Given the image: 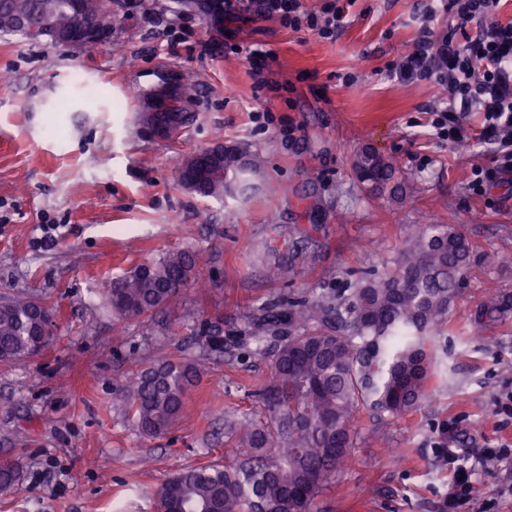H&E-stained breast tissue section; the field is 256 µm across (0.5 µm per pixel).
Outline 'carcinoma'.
<instances>
[{
	"label": "carcinoma",
	"mask_w": 512,
	"mask_h": 512,
	"mask_svg": "<svg viewBox=\"0 0 512 512\" xmlns=\"http://www.w3.org/2000/svg\"><path fill=\"white\" fill-rule=\"evenodd\" d=\"M50 28L35 38L57 45L52 31L73 24L68 0H0V31L24 38L23 19ZM357 179L378 187L394 180L393 161L365 147L354 156ZM258 161L228 146L224 158L196 153L179 179L202 196L247 197ZM409 257L395 268L372 270L346 287L320 289L287 308L259 306L241 318V331L264 355V343L288 326L276 349L271 384L261 390L270 421L240 424L224 416L234 459L224 465L184 469L157 489L159 512H311L355 444L352 415L360 405L400 417L428 397L434 335L448 320L470 268V241L453 228L408 240ZM196 256L168 252L133 267L104 286L113 313L137 318L164 309L196 280ZM45 308L26 298L0 302V362L34 355ZM199 377L192 361H162L138 378L130 412L148 437L166 434L181 417L188 389ZM18 465L0 467V490L14 488Z\"/></svg>",
	"instance_id": "obj_1"
}]
</instances>
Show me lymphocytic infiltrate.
I'll list each match as a JSON object with an SVG mask.
<instances>
[{"mask_svg": "<svg viewBox=\"0 0 512 512\" xmlns=\"http://www.w3.org/2000/svg\"><path fill=\"white\" fill-rule=\"evenodd\" d=\"M500 0H434L421 15L417 38L386 75L397 80H429L446 95L432 107L430 126L438 140L453 145L489 146L493 164L471 171L469 187L478 195L512 173V21L497 16ZM227 15L250 21L273 18L292 33L310 32L335 39L352 21L338 0H323L320 11L305 0H224ZM480 113L479 125L469 117ZM490 453L482 448H452L444 459L453 476L449 499L469 491Z\"/></svg>", "mask_w": 512, "mask_h": 512, "instance_id": "lymphocytic-infiltrate-1", "label": "lymphocytic infiltrate"}]
</instances>
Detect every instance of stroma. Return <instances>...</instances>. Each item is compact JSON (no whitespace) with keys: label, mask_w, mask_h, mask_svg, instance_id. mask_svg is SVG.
<instances>
[{"label":"stroma","mask_w":512,"mask_h":512,"mask_svg":"<svg viewBox=\"0 0 512 512\" xmlns=\"http://www.w3.org/2000/svg\"><path fill=\"white\" fill-rule=\"evenodd\" d=\"M205 0H134L110 40L89 48L0 32V301L25 296L53 315L34 356L0 363V457L22 464L0 512H158L156 490L187 467L231 452L225 414L259 417L272 380L237 333L244 313L334 285L349 272L392 267L408 239L452 227L471 241L469 284L434 342L429 397L411 413L353 417L355 446L312 512H512V458L478 469L446 507L447 447L512 448V174L482 196L466 174L491 162L477 145L430 134L442 90L382 72L418 36L425 0H356L336 41L272 19L212 27ZM191 14L170 45L143 21ZM273 52L254 98L250 64L228 40ZM358 87L347 91L343 76ZM179 96V127L161 136L150 104ZM266 104L271 116L253 111ZM261 159L247 200L204 198L178 179L184 158L216 143ZM371 147L394 161L407 191H368L352 158ZM190 250L197 279L175 305L122 320L104 282L160 255ZM278 265L291 278L274 274ZM499 305L483 323L475 312ZM222 349L203 346L208 333ZM200 366L182 417L142 435L127 398L158 359Z\"/></svg>","instance_id":"35a3bbf8"}]
</instances>
